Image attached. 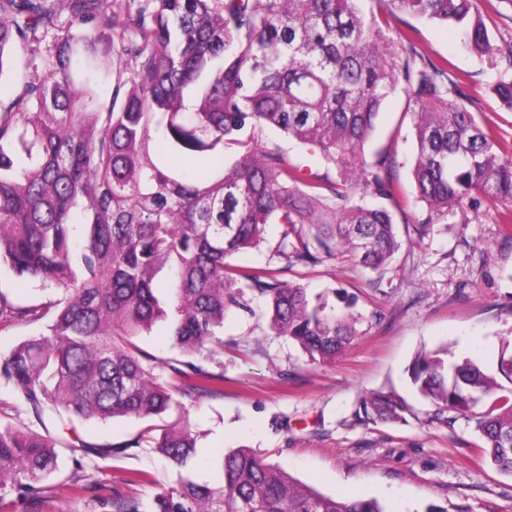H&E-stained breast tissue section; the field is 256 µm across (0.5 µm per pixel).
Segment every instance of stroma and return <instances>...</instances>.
I'll list each match as a JSON object with an SVG mask.
<instances>
[{
  "label": "stroma",
  "mask_w": 512,
  "mask_h": 512,
  "mask_svg": "<svg viewBox=\"0 0 512 512\" xmlns=\"http://www.w3.org/2000/svg\"><path fill=\"white\" fill-rule=\"evenodd\" d=\"M416 48L470 73L469 110L512 140V112L485 88L491 72L459 48L453 30L422 25ZM383 156L394 178L412 190L413 116L401 91L385 103L364 145V161ZM501 210L489 197L444 218L412 205L396 217L404 243L385 270L342 259L282 270L283 280L310 293L356 296L359 335L330 363L310 362L297 344L272 335L263 300L245 294L243 306L225 315L223 354L203 362L223 375L221 393L182 400L180 418L197 437L190 473L213 479L212 462L244 445L322 494L374 498L386 512H424L430 504L512 512V478L480 461L473 421L463 415L451 426L436 421L407 372L417 351L442 344L456 358L496 369L502 341L512 336V236L503 230ZM389 389L410 407L404 421L355 419L363 394ZM0 423L49 436L58 452V470L36 507L6 494L0 512H111L113 496L130 493L149 504L181 473L153 449L132 447L140 420L69 422L50 410L38 414L1 375ZM78 438L84 447H75ZM130 472L147 473L148 483L126 485ZM76 477L85 486L79 496Z\"/></svg>",
  "instance_id": "obj_1"
}]
</instances>
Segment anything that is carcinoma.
<instances>
[{
	"mask_svg": "<svg viewBox=\"0 0 512 512\" xmlns=\"http://www.w3.org/2000/svg\"><path fill=\"white\" fill-rule=\"evenodd\" d=\"M359 2L0 0V80H12L0 96V265L55 290L28 306L0 297V330L45 328L4 356L8 381L34 410L147 421L127 447L187 466L196 439L166 417L180 409L178 383L209 392L217 377L191 361L166 364L134 339L168 321L174 347L210 358L224 349L225 313L246 288L265 299L274 335L312 362L335 360L357 337L352 303L338 311L276 269L243 273L229 258L279 224L274 253L288 265H388L402 247L401 197L386 162L360 158L401 82L414 105L416 200L442 215L481 196L512 202V142L467 109L466 74L418 52L420 30L409 22L399 59L383 47L402 15L456 28L464 49L489 59V89L512 112V50L498 56L477 0H378L384 8L369 17ZM29 69L42 78L29 79ZM267 129L336 176L305 180L278 144L256 150ZM161 152L198 168H176ZM368 195L391 207L364 204ZM165 268L177 283L162 295ZM448 354L419 350L412 384L443 423L488 403L473 415L480 452L512 476V387L499 382L512 384V354H501L494 374ZM408 411L393 391L363 395L358 409L395 422ZM57 469L50 439L0 424V494L34 501ZM112 508L145 512L134 495ZM151 512L385 510L374 498L324 495L238 447L215 461L213 481L182 477Z\"/></svg>",
	"mask_w": 512,
	"mask_h": 512,
	"instance_id": "cac0c4a2",
	"label": "carcinoma"
}]
</instances>
